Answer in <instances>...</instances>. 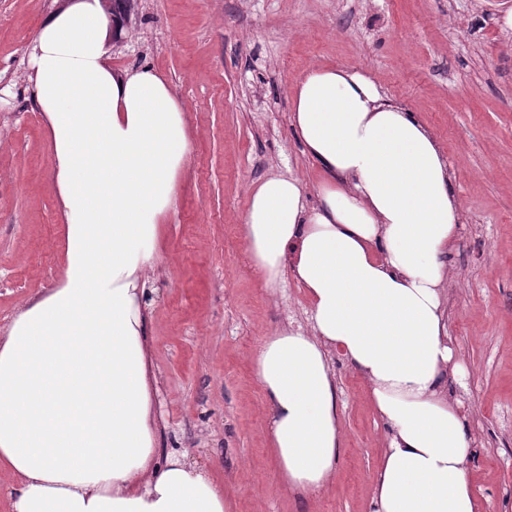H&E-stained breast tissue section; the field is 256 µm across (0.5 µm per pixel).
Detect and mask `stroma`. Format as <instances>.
<instances>
[{"label":"stroma","mask_w":512,"mask_h":512,"mask_svg":"<svg viewBox=\"0 0 512 512\" xmlns=\"http://www.w3.org/2000/svg\"><path fill=\"white\" fill-rule=\"evenodd\" d=\"M55 0H0V336L62 279L65 224L47 121L24 50ZM493 0H141L117 68L163 73L186 110L189 154L163 218L144 306L157 445L213 472L234 512H368L387 433L366 382L331 357L341 448L333 483L300 498L278 480L269 407L252 371L263 336L306 328L293 281L265 287L242 237L249 190L320 171L288 122L312 66L365 71L438 137L461 204L448 270L449 377L473 438L484 512L512 504V37Z\"/></svg>","instance_id":"35a3bbf8"}]
</instances>
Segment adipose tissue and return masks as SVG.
I'll return each mask as SVG.
<instances>
[{
	"instance_id": "obj_1",
	"label": "adipose tissue",
	"mask_w": 512,
	"mask_h": 512,
	"mask_svg": "<svg viewBox=\"0 0 512 512\" xmlns=\"http://www.w3.org/2000/svg\"><path fill=\"white\" fill-rule=\"evenodd\" d=\"M118 27L100 0H72L27 47L66 239L61 287L28 299L0 336V474L13 512H230L209 468L157 446L142 270L189 143L163 76L113 69ZM290 123L326 178L311 192L264 179L242 224L266 287L291 277L309 305L308 330L277 328L253 358L276 473L302 497L336 473L337 350L387 428L369 512H480L472 435L448 399L442 258L461 207L443 150L354 68L309 69Z\"/></svg>"
}]
</instances>
